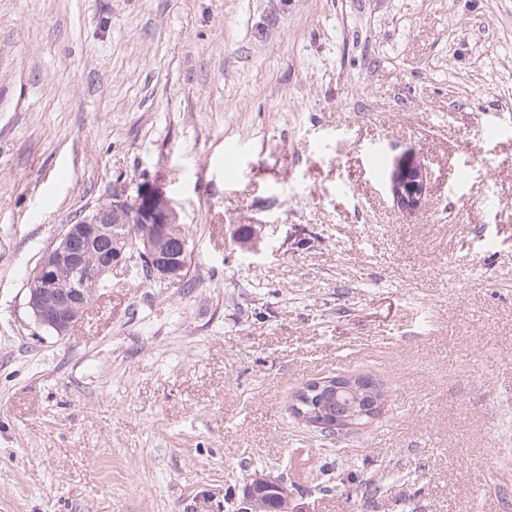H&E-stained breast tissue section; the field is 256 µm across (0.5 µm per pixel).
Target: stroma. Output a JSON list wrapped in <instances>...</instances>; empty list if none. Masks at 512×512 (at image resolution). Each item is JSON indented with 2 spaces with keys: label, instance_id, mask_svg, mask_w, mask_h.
Segmentation results:
<instances>
[{
  "label": "stroma",
  "instance_id": "35a3bbf8",
  "mask_svg": "<svg viewBox=\"0 0 512 512\" xmlns=\"http://www.w3.org/2000/svg\"><path fill=\"white\" fill-rule=\"evenodd\" d=\"M145 179L183 282L38 327L43 251ZM336 375L386 401L326 437L290 405ZM417 462V512H512V0H0V512H408ZM427 189V172L420 160L407 159L389 176V190L397 207L407 213L419 209ZM253 480L246 491V504L237 509L239 512H285L286 498L288 497L286 486L282 481L268 486L255 484ZM259 509V511H257Z\"/></svg>",
  "mask_w": 512,
  "mask_h": 512
}]
</instances>
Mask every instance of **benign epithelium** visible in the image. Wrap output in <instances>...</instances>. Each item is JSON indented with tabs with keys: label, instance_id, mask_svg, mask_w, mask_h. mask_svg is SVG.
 Segmentation results:
<instances>
[{
	"label": "benign epithelium",
	"instance_id": "benign-epithelium-1",
	"mask_svg": "<svg viewBox=\"0 0 512 512\" xmlns=\"http://www.w3.org/2000/svg\"><path fill=\"white\" fill-rule=\"evenodd\" d=\"M427 189L423 163L407 159L395 166L389 176V190L397 207L407 213L419 209ZM136 219L130 224L128 220ZM177 213L162 189L149 181L134 190L121 189L112 201L96 207L74 224L65 226L56 242L41 256L29 280L25 306L35 323L58 336H68L86 314L94 288L106 282L112 272L127 276L147 269L153 282L178 285L188 268L191 251L186 238L178 253L168 244ZM127 238L140 241L125 251L112 248L118 229ZM331 384L321 380L304 387L305 398L295 402L297 416L319 431L355 427L379 407L378 390L348 378L342 388L353 396L352 404L336 414L319 402V392Z\"/></svg>",
	"mask_w": 512,
	"mask_h": 512
}]
</instances>
